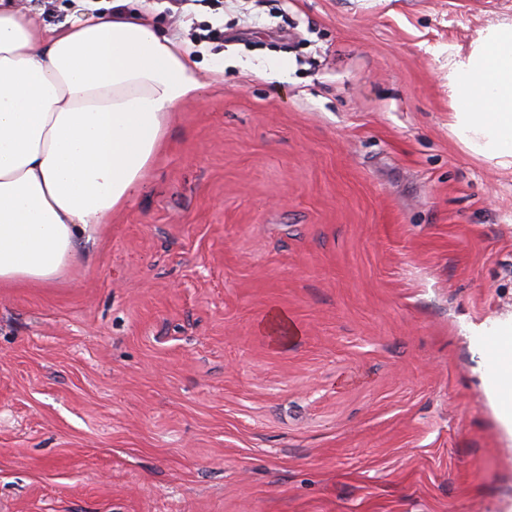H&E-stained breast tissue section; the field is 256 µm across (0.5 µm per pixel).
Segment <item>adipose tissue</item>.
<instances>
[{
  "instance_id": "adipose-tissue-1",
  "label": "adipose tissue",
  "mask_w": 512,
  "mask_h": 512,
  "mask_svg": "<svg viewBox=\"0 0 512 512\" xmlns=\"http://www.w3.org/2000/svg\"><path fill=\"white\" fill-rule=\"evenodd\" d=\"M144 2L93 0L50 31L0 6V288L56 284L198 94L189 49L137 13ZM448 97L456 144L512 170V20L449 48Z\"/></svg>"
}]
</instances>
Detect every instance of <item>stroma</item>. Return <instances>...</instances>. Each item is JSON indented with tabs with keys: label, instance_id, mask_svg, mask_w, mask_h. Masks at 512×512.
Masks as SVG:
<instances>
[{
	"label": "stroma",
	"instance_id": "stroma-1",
	"mask_svg": "<svg viewBox=\"0 0 512 512\" xmlns=\"http://www.w3.org/2000/svg\"><path fill=\"white\" fill-rule=\"evenodd\" d=\"M149 2L204 87L56 286L0 288V512H512L472 338L512 171L448 132L512 0Z\"/></svg>",
	"mask_w": 512,
	"mask_h": 512
}]
</instances>
